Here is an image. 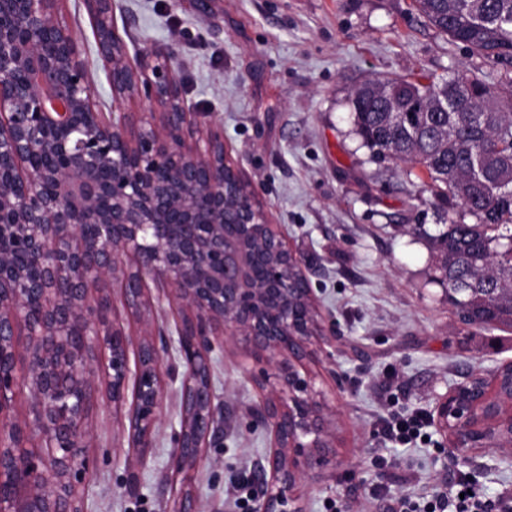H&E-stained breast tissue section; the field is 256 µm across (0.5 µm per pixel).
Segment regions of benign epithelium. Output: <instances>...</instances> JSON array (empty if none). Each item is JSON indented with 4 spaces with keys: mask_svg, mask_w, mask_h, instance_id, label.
<instances>
[{
    "mask_svg": "<svg viewBox=\"0 0 512 512\" xmlns=\"http://www.w3.org/2000/svg\"><path fill=\"white\" fill-rule=\"evenodd\" d=\"M115 99L139 95V76L110 23L111 0H86ZM147 93L162 105L129 131L126 112L95 111L77 44L53 0H0V512H81L89 470L86 411L92 380L112 381L115 413L129 423L127 462L144 461L164 406L161 357L85 310L87 286L140 277L172 287L190 310L179 329L183 419L172 458L189 475L218 433V407L201 385L209 369L207 327L221 324L275 359L278 386L265 398L275 448L261 466L268 490L257 512H299L291 492L304 467L334 448L322 406L300 369L318 338L316 303L302 262L260 205L227 204L224 170L237 193L250 184L224 143L201 134L166 66L151 67ZM30 352L18 365L16 336ZM27 394L29 420L12 415ZM437 427L461 448H486L512 427L500 384L463 383L436 407Z\"/></svg>",
    "mask_w": 512,
    "mask_h": 512,
    "instance_id": "1",
    "label": "benign epithelium"
}]
</instances>
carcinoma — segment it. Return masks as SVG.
Listing matches in <instances>:
<instances>
[{"label":"carcinoma","mask_w":512,"mask_h":512,"mask_svg":"<svg viewBox=\"0 0 512 512\" xmlns=\"http://www.w3.org/2000/svg\"><path fill=\"white\" fill-rule=\"evenodd\" d=\"M452 42L483 59L512 64V0H414ZM475 85L471 94L459 87ZM512 70L488 83L469 70L376 79L349 98L355 133L374 161L419 166L447 202L445 229L428 236L435 280L466 326L512 330V112L495 104ZM447 111L436 112L438 102ZM461 207L475 219L457 215Z\"/></svg>","instance_id":"1"}]
</instances>
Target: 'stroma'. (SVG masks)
<instances>
[{"label": "stroma", "instance_id": "stroma-1", "mask_svg": "<svg viewBox=\"0 0 512 512\" xmlns=\"http://www.w3.org/2000/svg\"><path fill=\"white\" fill-rule=\"evenodd\" d=\"M56 7L78 42L97 112L156 110L143 94L117 103L85 0H57ZM111 17L132 63H165L185 106L222 134L228 159L302 261L321 327L308 369L336 455L305 469L294 491L300 512H320L328 498L343 500L349 512H389L402 494L450 490L456 468L472 471L486 496L512 497V448L462 451L437 430L433 446L396 448L377 432L387 392L401 405L434 410L468 376L512 362V331L460 322L434 280L427 240L441 229L447 204L422 189L420 169L372 161L348 105L369 80L441 79L468 69L494 83L502 65L448 42L412 0H112ZM145 288L150 307L140 317L119 285L87 290L91 306L110 296L106 320L128 335L130 359L145 337L154 338L166 399L152 448L130 467L128 422L95 379L82 512H177L186 488L196 512H225L241 470L258 472L274 446L256 383L274 376V364L209 329L221 434L190 476L175 474L185 310L162 284L149 279ZM379 456L395 459L396 469H378ZM373 486L384 494L371 502Z\"/></svg>", "mask_w": 512, "mask_h": 512}]
</instances>
